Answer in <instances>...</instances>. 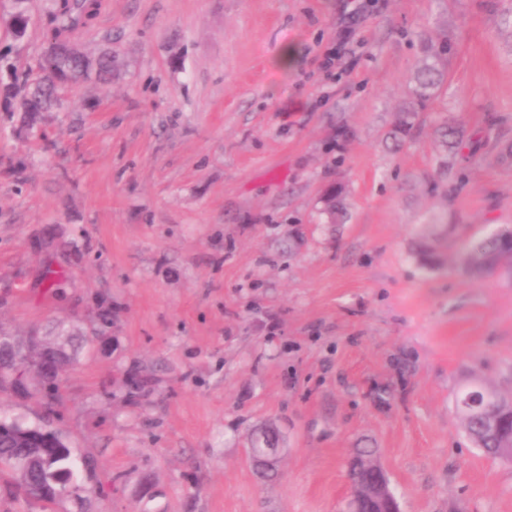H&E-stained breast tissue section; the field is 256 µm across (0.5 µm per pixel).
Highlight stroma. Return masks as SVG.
<instances>
[{"label":"stroma","mask_w":512,"mask_h":512,"mask_svg":"<svg viewBox=\"0 0 512 512\" xmlns=\"http://www.w3.org/2000/svg\"><path fill=\"white\" fill-rule=\"evenodd\" d=\"M103 2L75 45L111 49V83L54 112L0 101V328L74 357L53 413L36 391L0 400L50 422L92 490L52 512H347L359 448L401 512H512V462L456 410L476 384L512 396V279L461 261L512 227V0ZM45 6L18 42L0 0L17 73ZM443 40L447 81L390 150ZM446 120L473 143L443 168ZM447 224L423 265L417 236ZM264 425L268 479L248 453Z\"/></svg>","instance_id":"stroma-1"}]
</instances>
